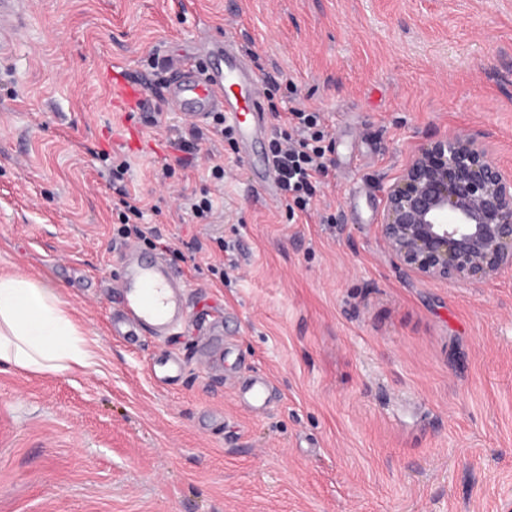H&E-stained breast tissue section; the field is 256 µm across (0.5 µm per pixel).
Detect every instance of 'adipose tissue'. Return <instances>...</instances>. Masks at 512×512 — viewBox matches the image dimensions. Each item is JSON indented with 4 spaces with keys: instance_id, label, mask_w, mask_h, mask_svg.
<instances>
[{
    "instance_id": "adipose-tissue-1",
    "label": "adipose tissue",
    "mask_w": 512,
    "mask_h": 512,
    "mask_svg": "<svg viewBox=\"0 0 512 512\" xmlns=\"http://www.w3.org/2000/svg\"><path fill=\"white\" fill-rule=\"evenodd\" d=\"M94 345L48 281L0 274V371L77 372L93 366Z\"/></svg>"
}]
</instances>
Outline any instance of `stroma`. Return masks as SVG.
Returning a JSON list of instances; mask_svg holds the SVG:
<instances>
[{
  "label": "stroma",
  "instance_id": "35a3bbf8",
  "mask_svg": "<svg viewBox=\"0 0 512 512\" xmlns=\"http://www.w3.org/2000/svg\"><path fill=\"white\" fill-rule=\"evenodd\" d=\"M0 58V273L42 275L96 341L83 372L0 371V512H512V272L463 287L394 262L384 189L429 140L482 135L512 170V0H30ZM250 44L280 111L322 113L334 166L317 209L155 162L164 135L113 111L101 76L155 91L174 57ZM140 127L130 151L128 125ZM172 248L186 330L112 336L121 244L100 158ZM208 189L212 223L181 215ZM235 248L219 279L194 256ZM176 352V384L150 376ZM273 385L264 412L241 383Z\"/></svg>",
  "mask_w": 512,
  "mask_h": 512
}]
</instances>
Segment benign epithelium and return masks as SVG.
Masks as SVG:
<instances>
[{
  "label": "benign epithelium",
  "instance_id": "obj_1",
  "mask_svg": "<svg viewBox=\"0 0 512 512\" xmlns=\"http://www.w3.org/2000/svg\"><path fill=\"white\" fill-rule=\"evenodd\" d=\"M379 232L408 273L476 284L512 270V172L476 134L432 140L386 187Z\"/></svg>",
  "mask_w": 512,
  "mask_h": 512
}]
</instances>
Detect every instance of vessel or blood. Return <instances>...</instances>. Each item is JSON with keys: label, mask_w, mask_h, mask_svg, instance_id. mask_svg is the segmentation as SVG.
I'll list each match as a JSON object with an SVG mask.
<instances>
[{"label": "vessel or blood", "mask_w": 512, "mask_h": 512, "mask_svg": "<svg viewBox=\"0 0 512 512\" xmlns=\"http://www.w3.org/2000/svg\"><path fill=\"white\" fill-rule=\"evenodd\" d=\"M26 5L27 0H0V57L10 51L16 34L23 28ZM212 57L210 67L204 69L177 61L165 83L167 102L173 111L199 122L211 113H223L225 122L235 129L240 154L249 156L266 124L257 77L232 41L213 49ZM105 74L112 106L146 105L142 82L127 79L119 66H107ZM119 263L115 286L120 308L112 320L113 335L127 340L140 334L166 336L184 322V286L173 277L165 259L156 256L146 260L131 249L120 254ZM270 389L268 378H255L244 387L242 400L253 409H265Z\"/></svg>", "instance_id": "vessel-or-blood-1"}]
</instances>
